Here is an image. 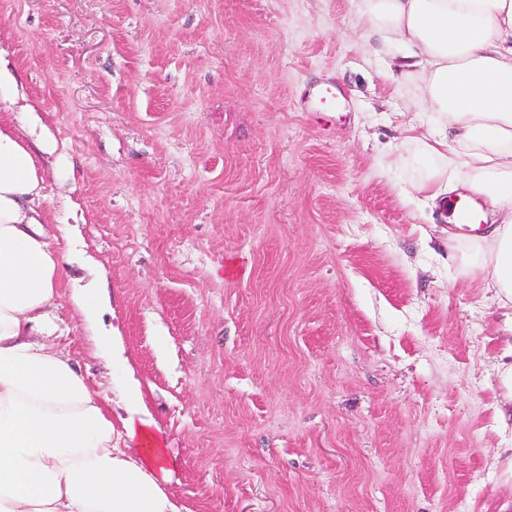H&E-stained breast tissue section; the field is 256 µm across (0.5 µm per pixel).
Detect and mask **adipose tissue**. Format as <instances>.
<instances>
[{
  "label": "adipose tissue",
  "mask_w": 512,
  "mask_h": 512,
  "mask_svg": "<svg viewBox=\"0 0 512 512\" xmlns=\"http://www.w3.org/2000/svg\"><path fill=\"white\" fill-rule=\"evenodd\" d=\"M349 3L383 49L400 48V75L437 128L427 153L485 197L479 272L512 301V0ZM0 104L20 106L26 124L0 114V512H179L139 383L126 387L128 417L113 422L50 339L63 249L37 211L38 154L55 143L1 55Z\"/></svg>",
  "instance_id": "1"
}]
</instances>
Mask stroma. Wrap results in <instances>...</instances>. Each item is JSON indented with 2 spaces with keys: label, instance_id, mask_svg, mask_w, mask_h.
<instances>
[{
  "label": "stroma",
  "instance_id": "1",
  "mask_svg": "<svg viewBox=\"0 0 512 512\" xmlns=\"http://www.w3.org/2000/svg\"><path fill=\"white\" fill-rule=\"evenodd\" d=\"M0 48L56 141L54 340L113 416L141 382L179 512L512 497V306L449 257L414 190L430 116L347 0H0ZM94 286L91 327L71 294Z\"/></svg>",
  "mask_w": 512,
  "mask_h": 512
}]
</instances>
